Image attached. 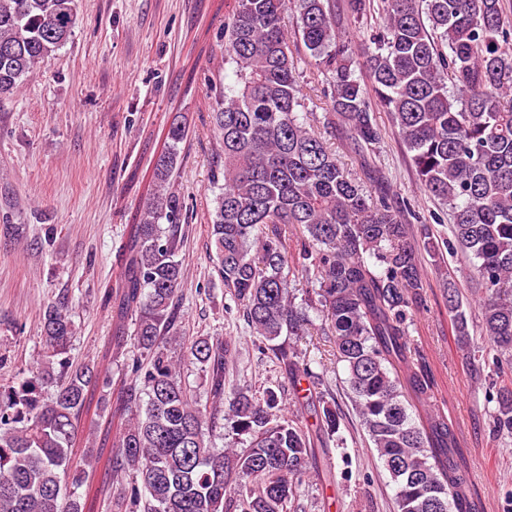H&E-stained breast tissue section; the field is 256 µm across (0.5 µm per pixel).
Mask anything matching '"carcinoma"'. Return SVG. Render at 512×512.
<instances>
[{"label":"carcinoma","mask_w":512,"mask_h":512,"mask_svg":"<svg viewBox=\"0 0 512 512\" xmlns=\"http://www.w3.org/2000/svg\"><path fill=\"white\" fill-rule=\"evenodd\" d=\"M502 0H344L354 21L382 26L356 54L336 31L330 0H235L224 21V96L213 120L223 184L210 215L219 276L251 332L308 384L320 418L283 413L278 392L226 389L234 356L226 339L190 342L178 323L177 256L184 200L172 190L186 127L175 117L153 168L138 221L109 293L120 330L132 321L128 369L112 455L110 512H291L309 459L340 416L320 377L283 336H301L308 309L333 336L337 359L378 459L396 487L397 512H482L462 471L457 440L440 412L420 413L434 379L409 336L426 286L410 225L351 178L299 110L297 60L283 27L296 16L310 64L326 83L327 123H341L371 151L382 139L367 96L393 118L422 190L451 209L448 249L471 261L484 288L481 330L471 335L459 289L448 315L470 363L512 368V30ZM78 0H0V97L71 38ZM301 248L288 258V230ZM314 284L295 304L291 276ZM38 367L0 390V512H84L78 489L97 456L74 454L89 411L94 369L68 352L74 322L65 301L44 306ZM205 366L210 407L182 380V360ZM493 430L512 436V382L492 386ZM246 437L218 449L213 432Z\"/></svg>","instance_id":"carcinoma-1"}]
</instances>
